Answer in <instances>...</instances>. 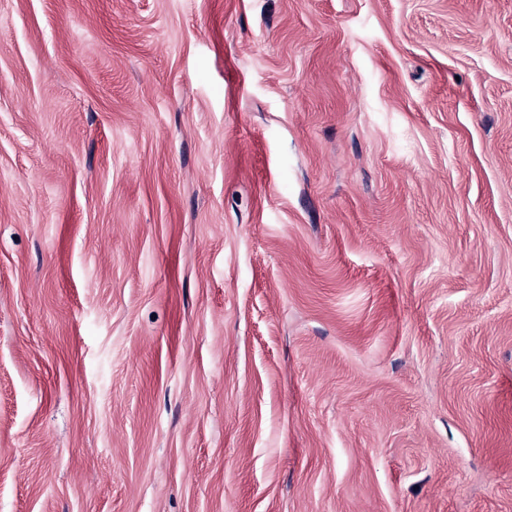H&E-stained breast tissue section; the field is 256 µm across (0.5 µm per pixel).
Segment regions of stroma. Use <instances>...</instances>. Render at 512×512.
<instances>
[{
	"label": "stroma",
	"mask_w": 512,
	"mask_h": 512,
	"mask_svg": "<svg viewBox=\"0 0 512 512\" xmlns=\"http://www.w3.org/2000/svg\"><path fill=\"white\" fill-rule=\"evenodd\" d=\"M0 512H512V0H0Z\"/></svg>",
	"instance_id": "35a3bbf8"
}]
</instances>
